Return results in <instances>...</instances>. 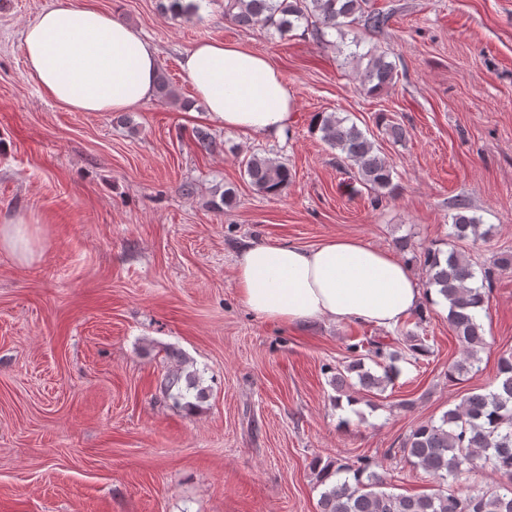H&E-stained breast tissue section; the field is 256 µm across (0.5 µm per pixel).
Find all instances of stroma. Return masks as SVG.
Wrapping results in <instances>:
<instances>
[{
    "instance_id": "35a3bbf8",
    "label": "stroma",
    "mask_w": 512,
    "mask_h": 512,
    "mask_svg": "<svg viewBox=\"0 0 512 512\" xmlns=\"http://www.w3.org/2000/svg\"><path fill=\"white\" fill-rule=\"evenodd\" d=\"M83 2L0 0V221L37 219L32 258L0 249V512H317L316 458L367 456L396 492H430L423 469L388 451L492 389L512 355V267L488 294L480 371L452 382L462 347L445 311L390 330L264 320L242 303L233 266L254 242L349 236L398 252L420 280L414 256L448 242L461 197L492 231L463 250L486 265L512 253V0H369L390 21L362 33V46L393 51L398 69L375 96L337 49L300 30L239 28L224 0H206L203 22L159 0H94L157 47L176 92L121 115L70 111L26 72L25 26ZM202 40L244 45L282 73L295 112L285 140L187 112L194 90L180 59ZM322 112L374 134L395 171L381 206L314 131ZM383 112L405 126V142L381 130ZM202 134L214 152L201 150ZM250 154L288 165L286 194L252 189L240 165ZM406 331L429 355L400 363L384 391L351 389L358 410L337 406L329 369L351 361L350 344ZM180 357L205 395L176 407L161 382Z\"/></svg>"
}]
</instances>
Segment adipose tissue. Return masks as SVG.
<instances>
[{
	"label": "adipose tissue",
	"mask_w": 512,
	"mask_h": 512,
	"mask_svg": "<svg viewBox=\"0 0 512 512\" xmlns=\"http://www.w3.org/2000/svg\"><path fill=\"white\" fill-rule=\"evenodd\" d=\"M23 49L38 89L68 110L128 112L154 96L156 46L112 14L82 5L45 9L25 27ZM180 66L196 103L226 130L287 135L292 98L266 56L212 40L187 50ZM234 273L247 308L286 324L326 319L390 329L437 296L392 253L350 237L311 248L251 244L237 255Z\"/></svg>",
	"instance_id": "obj_1"
}]
</instances>
